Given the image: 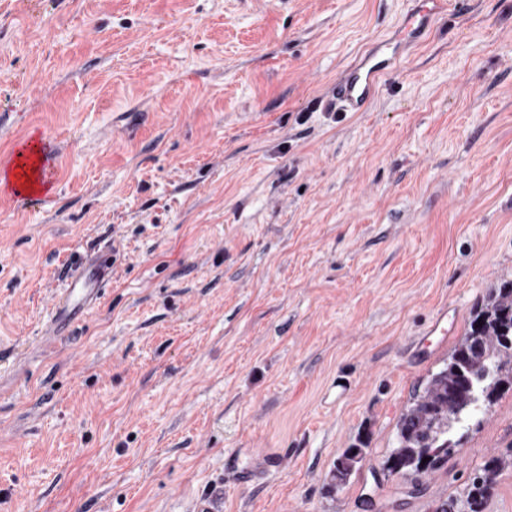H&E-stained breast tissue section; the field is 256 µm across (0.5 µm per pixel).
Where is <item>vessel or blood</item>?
I'll return each mask as SVG.
<instances>
[{
	"label": "vessel or blood",
	"instance_id": "vessel-or-blood-1",
	"mask_svg": "<svg viewBox=\"0 0 512 512\" xmlns=\"http://www.w3.org/2000/svg\"><path fill=\"white\" fill-rule=\"evenodd\" d=\"M462 0H407V9L399 19L393 36L373 40L358 60L349 65L332 87L331 105L340 112H365L397 75L409 51L425 43L433 30L453 14ZM112 266L95 257L75 267L62 289L42 336L53 343L61 326L60 316L89 310L101 299Z\"/></svg>",
	"mask_w": 512,
	"mask_h": 512
}]
</instances>
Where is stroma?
Masks as SVG:
<instances>
[{
	"label": "stroma",
	"instance_id": "35a3bbf8",
	"mask_svg": "<svg viewBox=\"0 0 512 512\" xmlns=\"http://www.w3.org/2000/svg\"><path fill=\"white\" fill-rule=\"evenodd\" d=\"M406 0H0V512H433L512 449V391L413 494L400 415L512 281V0H466L362 113ZM116 244L100 302L39 339ZM448 308L455 333L425 337ZM365 456L332 487L346 448ZM279 467L236 484L231 453ZM42 160V144L31 138L18 150L8 168L0 170V184H12L20 194L35 195L42 191L39 180V165Z\"/></svg>",
	"mask_w": 512,
	"mask_h": 512
}]
</instances>
